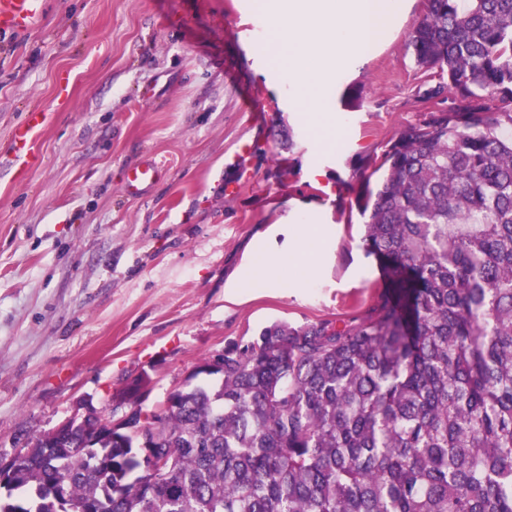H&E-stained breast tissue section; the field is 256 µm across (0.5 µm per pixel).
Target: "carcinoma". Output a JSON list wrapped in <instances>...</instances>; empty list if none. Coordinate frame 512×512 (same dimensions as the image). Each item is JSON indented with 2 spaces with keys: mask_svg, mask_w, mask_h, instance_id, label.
Returning <instances> with one entry per match:
<instances>
[{
  "mask_svg": "<svg viewBox=\"0 0 512 512\" xmlns=\"http://www.w3.org/2000/svg\"><path fill=\"white\" fill-rule=\"evenodd\" d=\"M408 47L447 111L367 193L374 306L204 360L219 385L134 420L160 431L159 471L101 414L0 455V512H512V0H429Z\"/></svg>",
  "mask_w": 512,
  "mask_h": 512,
  "instance_id": "1",
  "label": "carcinoma"
}]
</instances>
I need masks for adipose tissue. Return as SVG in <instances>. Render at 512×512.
Instances as JSON below:
<instances>
[{
    "label": "adipose tissue",
    "instance_id": "1",
    "mask_svg": "<svg viewBox=\"0 0 512 512\" xmlns=\"http://www.w3.org/2000/svg\"><path fill=\"white\" fill-rule=\"evenodd\" d=\"M327 243L324 225L315 221L311 209L300 211L294 226V244L285 251L251 250L240 276L244 288L287 287L311 284L314 271Z\"/></svg>",
    "mask_w": 512,
    "mask_h": 512
}]
</instances>
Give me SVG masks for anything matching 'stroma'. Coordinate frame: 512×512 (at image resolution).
<instances>
[{
    "mask_svg": "<svg viewBox=\"0 0 512 512\" xmlns=\"http://www.w3.org/2000/svg\"><path fill=\"white\" fill-rule=\"evenodd\" d=\"M428 0L339 68L347 125L315 135L264 52L253 0H43L0 35V156L27 112L47 114L25 174L0 171V453L97 410L147 376L145 410L230 343L275 321L347 320L385 290L361 247L370 174L424 120L407 49ZM153 159L161 177L125 188ZM322 176H314V168ZM313 205L330 237L305 288L229 286L252 242Z\"/></svg>",
    "mask_w": 512,
    "mask_h": 512,
    "instance_id": "obj_1",
    "label": "stroma"
}]
</instances>
